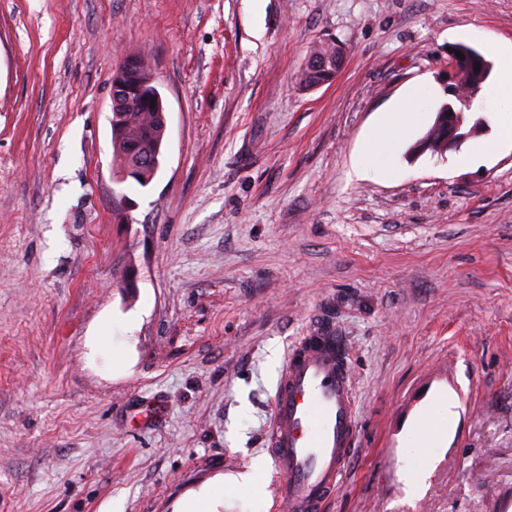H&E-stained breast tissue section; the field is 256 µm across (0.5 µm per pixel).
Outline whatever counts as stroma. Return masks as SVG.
<instances>
[{
	"label": "stroma",
	"mask_w": 512,
	"mask_h": 512,
	"mask_svg": "<svg viewBox=\"0 0 512 512\" xmlns=\"http://www.w3.org/2000/svg\"><path fill=\"white\" fill-rule=\"evenodd\" d=\"M335 79L297 87L309 46ZM512 42V0H0V512H278L266 441L290 346L349 339L358 445L327 512L512 499V146L416 143L448 51ZM131 51L166 105L145 188L112 171ZM417 119L390 173L354 164ZM478 143L491 154L461 162ZM264 460L261 488L220 483ZM424 473L416 491L403 479ZM409 109V102L404 100L392 112L385 115L384 124L389 129V139L387 140L381 134L376 133L364 143L357 163V168L360 172H366L373 164L383 171L389 168L390 156H388L384 163L379 161L387 151H390L391 146L398 142L410 128L415 112H408Z\"/></svg>",
	"instance_id": "35a3bbf8"
}]
</instances>
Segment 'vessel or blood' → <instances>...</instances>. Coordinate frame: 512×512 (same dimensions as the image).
<instances>
[{
	"label": "vessel or blood",
	"mask_w": 512,
	"mask_h": 512,
	"mask_svg": "<svg viewBox=\"0 0 512 512\" xmlns=\"http://www.w3.org/2000/svg\"><path fill=\"white\" fill-rule=\"evenodd\" d=\"M348 345L317 325L291 348L273 396L267 442L282 482L280 512H323L357 442Z\"/></svg>",
	"instance_id": "vessel-or-blood-1"
}]
</instances>
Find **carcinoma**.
<instances>
[{
	"mask_svg": "<svg viewBox=\"0 0 512 512\" xmlns=\"http://www.w3.org/2000/svg\"><path fill=\"white\" fill-rule=\"evenodd\" d=\"M334 56L342 64L345 54L332 41H319L309 49L298 78L299 88L308 90L329 74L314 67L321 57ZM487 80L476 68L462 73L460 94L473 103ZM112 81L121 84L117 110L112 112V168L119 177L129 178L141 187L148 186L161 167L166 129L163 126V100L154 70L145 55L129 53L123 66L112 73Z\"/></svg>",
	"mask_w": 512,
	"mask_h": 512,
	"instance_id": "1",
	"label": "carcinoma"
}]
</instances>
